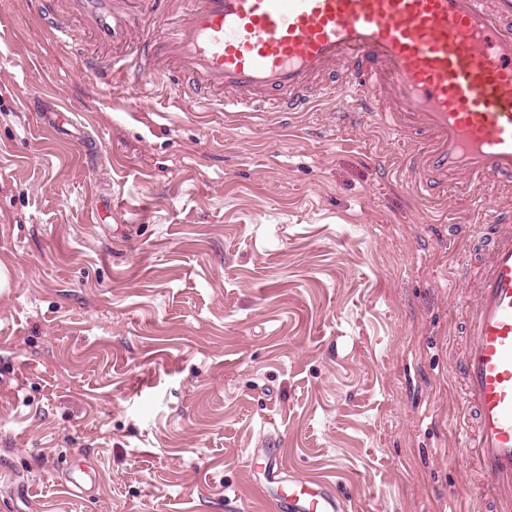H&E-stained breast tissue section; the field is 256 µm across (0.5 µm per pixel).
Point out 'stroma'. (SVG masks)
<instances>
[{"label":"stroma","instance_id":"stroma-1","mask_svg":"<svg viewBox=\"0 0 512 512\" xmlns=\"http://www.w3.org/2000/svg\"><path fill=\"white\" fill-rule=\"evenodd\" d=\"M67 24L0 0V512H271L247 462L270 439L345 512H476L469 201L435 222L385 135L324 104L228 122L107 93Z\"/></svg>","mask_w":512,"mask_h":512}]
</instances>
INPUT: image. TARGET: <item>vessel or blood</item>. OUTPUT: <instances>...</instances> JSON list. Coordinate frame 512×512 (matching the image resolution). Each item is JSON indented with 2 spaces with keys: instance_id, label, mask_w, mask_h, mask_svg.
I'll use <instances>...</instances> for the list:
<instances>
[{
  "instance_id": "b4317fda",
  "label": "vessel or blood",
  "mask_w": 512,
  "mask_h": 512,
  "mask_svg": "<svg viewBox=\"0 0 512 512\" xmlns=\"http://www.w3.org/2000/svg\"><path fill=\"white\" fill-rule=\"evenodd\" d=\"M84 42L81 66L131 97L162 88L202 112L234 116L341 103L402 148V175L427 206L512 182V0H50ZM344 63V84L320 83ZM386 83L393 107L376 96ZM456 279L465 344L454 360L468 416L457 441L477 470L476 499L512 512V215L472 225ZM263 482L277 512H343L334 489L284 480L276 449Z\"/></svg>"
}]
</instances>
